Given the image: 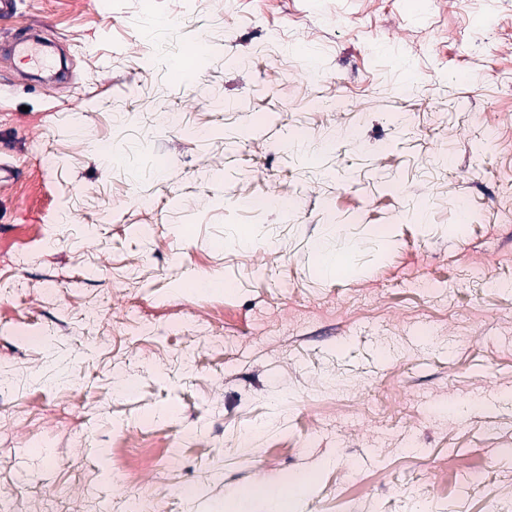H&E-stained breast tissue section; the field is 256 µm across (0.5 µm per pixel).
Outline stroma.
Segmentation results:
<instances>
[{
	"label": "stroma",
	"instance_id": "1",
	"mask_svg": "<svg viewBox=\"0 0 512 512\" xmlns=\"http://www.w3.org/2000/svg\"><path fill=\"white\" fill-rule=\"evenodd\" d=\"M0 166V243L44 236L0 262L5 507L271 512L241 490L305 475L302 512H512V0H16ZM159 427L178 455L127 478L113 436ZM452 451L479 485L433 482ZM10 53H15L21 60L33 62L34 64H47L43 43L38 39L14 37L10 44ZM317 267L326 275H333L340 271H351L350 247L341 243L337 236L330 232L319 243L316 255Z\"/></svg>",
	"mask_w": 512,
	"mask_h": 512
}]
</instances>
